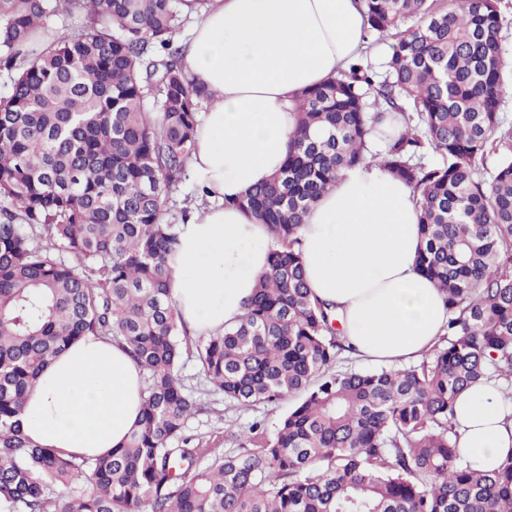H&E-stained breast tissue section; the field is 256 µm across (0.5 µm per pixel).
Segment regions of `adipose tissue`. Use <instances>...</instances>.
I'll return each instance as SVG.
<instances>
[{"label":"adipose tissue","mask_w":512,"mask_h":512,"mask_svg":"<svg viewBox=\"0 0 512 512\" xmlns=\"http://www.w3.org/2000/svg\"><path fill=\"white\" fill-rule=\"evenodd\" d=\"M195 18L184 48L189 78L211 93L190 166L210 191L194 209L174 263L173 297L189 327L237 323L268 266L266 227L234 201L283 166L301 93L336 77L366 38L362 0H185ZM312 292L336 304L358 356L391 368L417 359L447 319L433 282L415 268L412 193L377 163L345 173L302 229ZM141 367L117 343L87 336L44 370L22 416L39 445L96 457L118 447L141 409ZM464 457L481 469L512 455V402L481 382L455 405Z\"/></svg>","instance_id":"ef3b65f1"}]
</instances>
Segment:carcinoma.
I'll return each instance as SVG.
<instances>
[{
    "mask_svg": "<svg viewBox=\"0 0 512 512\" xmlns=\"http://www.w3.org/2000/svg\"><path fill=\"white\" fill-rule=\"evenodd\" d=\"M435 2L363 0L368 33L393 38L384 72L361 56L297 99L282 169L234 201L266 225L269 268L236 325L195 341L172 293L189 207L177 222L168 202L208 92L183 68L178 0H0V512H512V456L473 467L453 424L477 383L512 401L500 0ZM75 13L87 24L33 47ZM395 114L405 130L378 165L413 191L416 268L448 322L417 364L335 371L350 346L307 285L300 230ZM85 336L145 374L128 440L96 458L39 446L19 421L43 368ZM192 349L231 401L298 398L274 436L188 447L197 401L176 368Z\"/></svg>",
    "mask_w": 512,
    "mask_h": 512,
    "instance_id": "obj_1",
    "label": "carcinoma"
}]
</instances>
